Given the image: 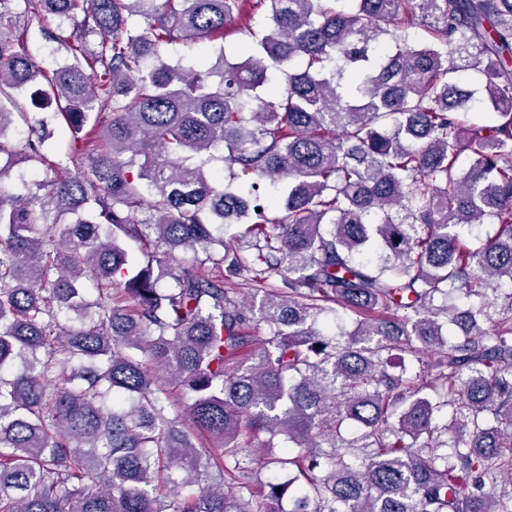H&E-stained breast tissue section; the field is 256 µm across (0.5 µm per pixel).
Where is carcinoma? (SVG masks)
Instances as JSON below:
<instances>
[{"label": "carcinoma", "instance_id": "obj_1", "mask_svg": "<svg viewBox=\"0 0 512 512\" xmlns=\"http://www.w3.org/2000/svg\"><path fill=\"white\" fill-rule=\"evenodd\" d=\"M262 8L244 60L162 59ZM51 18L47 73L26 36ZM28 90L71 133L64 165ZM2 159L0 185L43 176L0 189V512H512L484 492L512 486V0H0ZM339 310L344 342L317 328ZM263 433L288 446L258 459ZM257 463L297 474L257 495ZM42 175L43 168L41 166L32 167L26 163L16 164L12 168L8 178L4 179V186L10 192H21V177L27 182H31L34 179H41Z\"/></svg>", "mask_w": 512, "mask_h": 512}]
</instances>
